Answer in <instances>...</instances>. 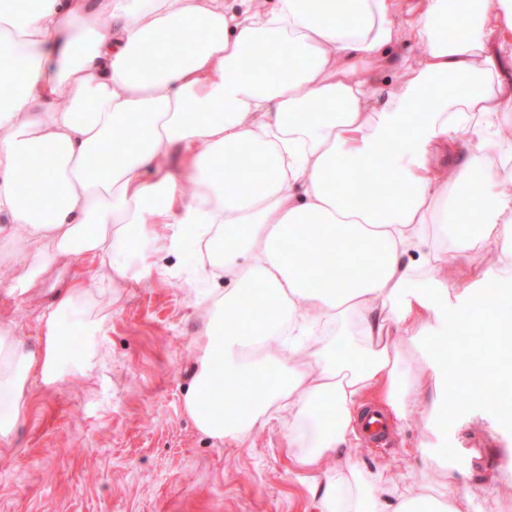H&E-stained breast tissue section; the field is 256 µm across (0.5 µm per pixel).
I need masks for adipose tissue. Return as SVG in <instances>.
Here are the masks:
<instances>
[{
    "label": "adipose tissue",
    "instance_id": "ef3b65f1",
    "mask_svg": "<svg viewBox=\"0 0 512 512\" xmlns=\"http://www.w3.org/2000/svg\"><path fill=\"white\" fill-rule=\"evenodd\" d=\"M510 62L512 0H0V273L31 290L98 262L43 309L37 346L0 324V442L30 383L97 367L92 290L191 245L228 282L204 303L184 400L201 432L235 444L278 422L292 465L324 477L316 512H483L460 510L434 421L512 342L511 293L448 285L479 245L512 280ZM314 252L332 270L301 263ZM228 382L247 413L225 408ZM371 392L387 420L432 422L405 472L340 456Z\"/></svg>",
    "mask_w": 512,
    "mask_h": 512
}]
</instances>
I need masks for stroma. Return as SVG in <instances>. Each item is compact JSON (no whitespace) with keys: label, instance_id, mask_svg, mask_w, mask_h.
<instances>
[{"label":"stroma","instance_id":"1","mask_svg":"<svg viewBox=\"0 0 512 512\" xmlns=\"http://www.w3.org/2000/svg\"><path fill=\"white\" fill-rule=\"evenodd\" d=\"M199 258L193 249L157 256L156 271L122 289L90 377L32 386L17 438L0 443V512H313L315 481L292 468L280 428L229 445L184 410L200 305L206 289L225 287L192 277ZM93 273L77 255L24 295L0 278V323L34 344L43 306L75 275ZM439 424L440 453L463 495L481 496L484 512H512V416L477 401L449 405ZM426 435L414 415L352 459L364 470L384 461L405 469ZM495 481L503 492L487 496Z\"/></svg>","mask_w":512,"mask_h":512}]
</instances>
